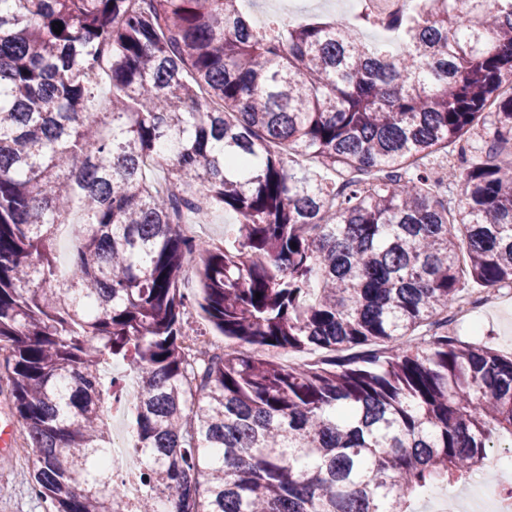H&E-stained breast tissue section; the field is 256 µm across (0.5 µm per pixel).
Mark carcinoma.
<instances>
[{"label":"carcinoma","mask_w":512,"mask_h":512,"mask_svg":"<svg viewBox=\"0 0 512 512\" xmlns=\"http://www.w3.org/2000/svg\"><path fill=\"white\" fill-rule=\"evenodd\" d=\"M244 2L0 0V351L54 512H128L94 476L124 406L108 361L138 376L135 512H417L430 485L506 479L485 459L512 440V358L447 315L468 279L512 288V0L288 27ZM450 146L456 203L428 166ZM217 209L224 245L183 232ZM192 307L241 349L189 361ZM251 351L254 355L271 357L283 364L293 366L311 362L320 357L319 352L315 351L298 352L284 349H268L267 347L259 346H252Z\"/></svg>","instance_id":"1"}]
</instances>
